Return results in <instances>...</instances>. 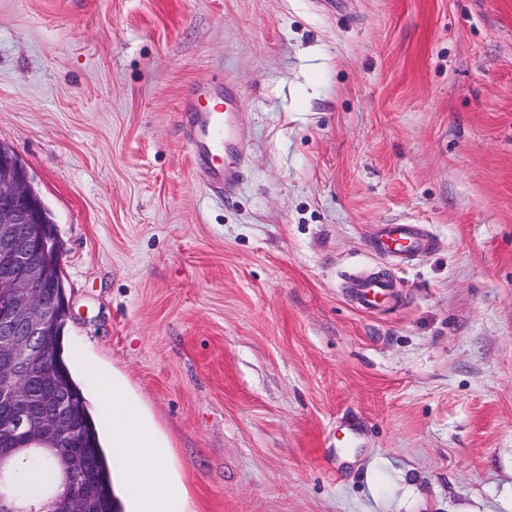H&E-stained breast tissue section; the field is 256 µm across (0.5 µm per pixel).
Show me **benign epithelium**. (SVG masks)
<instances>
[{
  "mask_svg": "<svg viewBox=\"0 0 512 512\" xmlns=\"http://www.w3.org/2000/svg\"><path fill=\"white\" fill-rule=\"evenodd\" d=\"M52 242L26 170L0 147V512H102L92 452L75 438L78 414L58 373L44 360L70 314L59 269L42 260ZM47 451L59 472L46 499L19 502L12 476L30 455Z\"/></svg>",
  "mask_w": 512,
  "mask_h": 512,
  "instance_id": "7a95c632",
  "label": "benign epithelium"
}]
</instances>
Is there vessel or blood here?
Instances as JSON below:
<instances>
[{
  "label": "vessel or blood",
  "mask_w": 512,
  "mask_h": 512,
  "mask_svg": "<svg viewBox=\"0 0 512 512\" xmlns=\"http://www.w3.org/2000/svg\"><path fill=\"white\" fill-rule=\"evenodd\" d=\"M236 97L233 87H225L224 100L207 104L201 95H194L188 102L187 110L192 114L194 133L192 140L199 144L198 157L211 169L215 178L223 179L225 189H232L233 177L226 174L219 163L228 139L224 126V103L232 102ZM376 245L380 252L400 258H412L429 250L433 242L415 224H385L379 229ZM358 306L370 311L376 308L381 299L387 297L389 283L386 279L367 276L353 283Z\"/></svg>",
  "instance_id": "1"
}]
</instances>
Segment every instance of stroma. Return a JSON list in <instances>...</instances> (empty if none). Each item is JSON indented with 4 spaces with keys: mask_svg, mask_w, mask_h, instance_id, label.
<instances>
[{
    "mask_svg": "<svg viewBox=\"0 0 512 512\" xmlns=\"http://www.w3.org/2000/svg\"><path fill=\"white\" fill-rule=\"evenodd\" d=\"M0 142L186 512H512V0H0ZM202 99L206 104L202 103ZM210 102H216L210 105ZM187 112L192 113L194 133L192 145L202 144L197 157L211 169L214 177L220 181L224 178V196L228 197L233 187V176L224 173V168L217 162L224 153V145L228 140L224 126V109L222 103L205 94H196L188 102ZM376 245L381 253L408 259L429 250L433 241L417 224H384L379 229ZM351 288L355 290L358 306L365 311H371L381 304L380 299L387 297L389 283L384 278L367 276L356 279Z\"/></svg>",
    "mask_w": 512,
    "mask_h": 512,
    "instance_id": "35a3bbf8",
    "label": "stroma"
}]
</instances>
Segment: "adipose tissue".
Here are the masks:
<instances>
[{"label":"adipose tissue","mask_w":512,"mask_h":512,"mask_svg":"<svg viewBox=\"0 0 512 512\" xmlns=\"http://www.w3.org/2000/svg\"><path fill=\"white\" fill-rule=\"evenodd\" d=\"M80 373L97 384V402L110 414L112 451L132 494L134 512H179L185 488L170 475L165 446L140 406L128 397L124 383L91 362L81 363Z\"/></svg>","instance_id":"adipose-tissue-1"}]
</instances>
